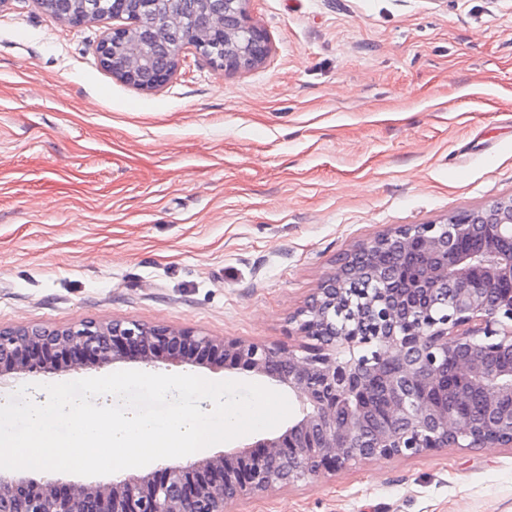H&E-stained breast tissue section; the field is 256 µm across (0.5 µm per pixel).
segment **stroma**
Listing matches in <instances>:
<instances>
[{"instance_id":"obj_1","label":"stroma","mask_w":512,"mask_h":512,"mask_svg":"<svg viewBox=\"0 0 512 512\" xmlns=\"http://www.w3.org/2000/svg\"><path fill=\"white\" fill-rule=\"evenodd\" d=\"M272 51L136 89L105 25L0 13V327L114 319L297 347L339 255L512 196V0H252ZM26 373L29 386L141 370ZM234 512H512V447L359 462Z\"/></svg>"}]
</instances>
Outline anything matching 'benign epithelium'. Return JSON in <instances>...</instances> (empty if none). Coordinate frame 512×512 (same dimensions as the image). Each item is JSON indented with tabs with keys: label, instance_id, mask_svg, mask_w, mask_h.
<instances>
[{
	"label": "benign epithelium",
	"instance_id": "1",
	"mask_svg": "<svg viewBox=\"0 0 512 512\" xmlns=\"http://www.w3.org/2000/svg\"><path fill=\"white\" fill-rule=\"evenodd\" d=\"M64 23L78 27L103 22L85 8L87 0H39ZM164 16L141 11L137 0H119L112 27L100 42V65L142 91L167 85L176 73L185 45L228 73L263 63L271 52L266 29L250 11L251 0H162ZM193 14L202 28L147 49L145 38L158 23L179 26ZM448 233L436 224L397 228L349 251L339 270L327 277L290 318L293 333L308 340L301 354L292 348L243 339L206 336L186 327L145 325L134 321L80 323L68 327L0 328V376L27 372L56 373L67 366L104 365L132 360L146 366L215 365L265 377L291 391L300 415L279 433L228 452L193 457L186 463L160 465L110 483L75 490L57 480L29 482L0 472V512H16L10 497L25 486L39 488L26 512H227L240 500L265 497L300 481L335 473L351 463L400 455H421L460 446L469 437L475 447H512V410L499 404L512 399V360L491 363L476 343L479 335L512 351V292L497 285L512 281V197L467 219H445ZM391 243L417 265L410 288H380L363 293L356 284L372 278L386 284L401 270L381 260ZM453 290V315L438 318L417 308L414 294ZM345 312L348 323L336 321ZM386 346L374 354L378 367L367 369L368 356L341 357L362 345ZM466 350L459 362L461 379L485 407L479 417L448 415L435 404L441 367ZM381 421L366 434L360 423L370 412Z\"/></svg>",
	"mask_w": 512,
	"mask_h": 512
}]
</instances>
